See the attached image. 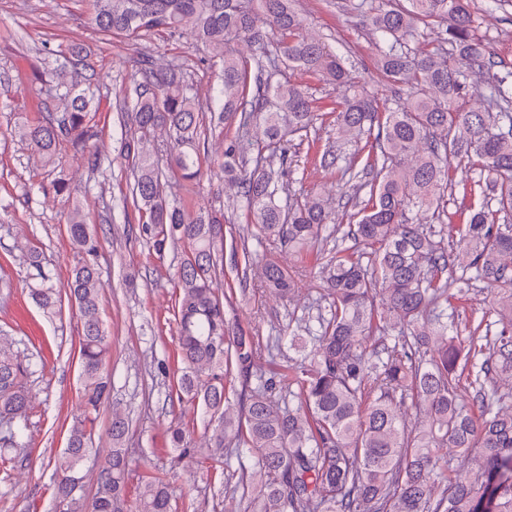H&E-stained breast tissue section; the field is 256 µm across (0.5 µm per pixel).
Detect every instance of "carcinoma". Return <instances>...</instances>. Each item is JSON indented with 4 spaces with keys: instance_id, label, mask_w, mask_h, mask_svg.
<instances>
[{
    "instance_id": "cac0c4a2",
    "label": "carcinoma",
    "mask_w": 512,
    "mask_h": 512,
    "mask_svg": "<svg viewBox=\"0 0 512 512\" xmlns=\"http://www.w3.org/2000/svg\"><path fill=\"white\" fill-rule=\"evenodd\" d=\"M89 2L90 21L101 32L187 33L220 67V84L202 102L179 67L144 57L140 79L119 107L120 154L131 170L130 198L145 218L143 236L159 256L175 248L183 255L172 276L183 363L177 399L209 416L210 458L240 448L257 454L238 480L243 512H512V478L504 477L512 475V69L493 70L470 0L351 3L370 27L377 68L393 89L394 98L384 101L354 80L323 38L307 32L298 0ZM428 29L436 45L415 51L410 42ZM238 43L253 53L242 56ZM69 54L50 77L34 75L55 109L36 124L15 123L12 134L46 166L55 164L60 143H70L91 176L101 153L89 143L88 119L100 98L88 87L83 47ZM283 65L334 84L335 107L317 111L305 89L278 79ZM477 73L487 74V94L473 107ZM328 116L336 140L354 146L349 153L328 146L318 157L354 191L343 206L357 209L356 222L344 232L333 198L298 197L274 169V160H288L292 136L317 131ZM226 126L235 127L220 163L227 209L248 218L235 243L243 262L239 287L254 280L292 301V271L273 259L254 265L256 248L277 242L301 263L320 246L309 272L323 305L304 329L296 393L265 375L259 344L226 316L235 288L227 283L219 292L224 210L189 211L174 200L179 191H199L201 135L222 136ZM460 166L479 171L462 184V196L481 202L459 207L466 222L450 245L448 194ZM424 212L432 223H422ZM67 231L79 256L65 292L81 328L82 395L66 447L54 458L50 512H172V487L160 477H148L128 499L129 420L117 407L97 492L89 500L81 492L93 414L110 391L108 338L99 316L98 240L76 203ZM348 239L362 249L351 252L343 246ZM331 240L336 245L322 246ZM25 257L41 282L30 288L32 300L45 314L59 312L62 296L47 285L40 254L27 248ZM478 286L491 301L464 336L450 299ZM38 366L1 328L0 467L7 475L24 448L33 402L28 378ZM232 380L244 388L235 404L226 396ZM191 434L186 423L172 421L169 448L193 451Z\"/></svg>"
}]
</instances>
